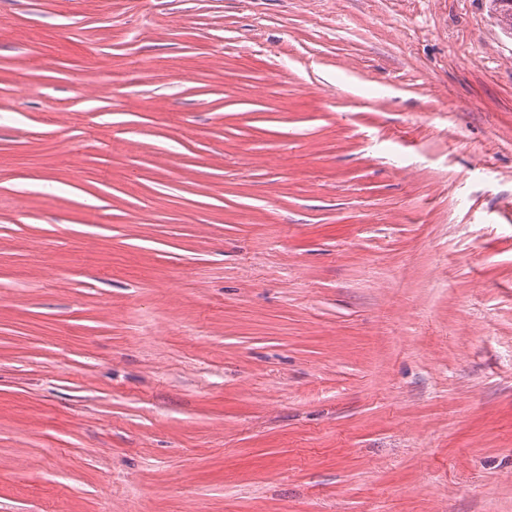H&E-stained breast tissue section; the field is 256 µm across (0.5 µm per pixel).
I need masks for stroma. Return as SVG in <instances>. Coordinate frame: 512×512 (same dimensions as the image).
Segmentation results:
<instances>
[{
    "mask_svg": "<svg viewBox=\"0 0 512 512\" xmlns=\"http://www.w3.org/2000/svg\"><path fill=\"white\" fill-rule=\"evenodd\" d=\"M0 512H512L489 0H0Z\"/></svg>",
    "mask_w": 512,
    "mask_h": 512,
    "instance_id": "35a3bbf8",
    "label": "stroma"
}]
</instances>
